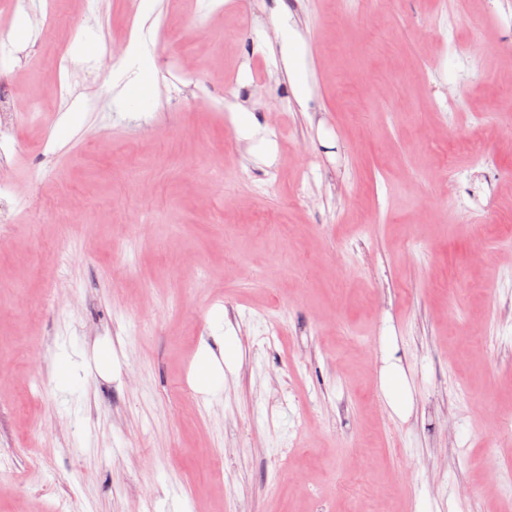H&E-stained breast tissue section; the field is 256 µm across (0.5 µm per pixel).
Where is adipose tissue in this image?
Wrapping results in <instances>:
<instances>
[{"label":"adipose tissue","instance_id":"adipose-tissue-1","mask_svg":"<svg viewBox=\"0 0 512 512\" xmlns=\"http://www.w3.org/2000/svg\"><path fill=\"white\" fill-rule=\"evenodd\" d=\"M279 18L280 53L288 81L298 103H305L310 94L312 72L307 62L306 41L288 11L284 0H275ZM395 337H387L384 365L379 376L380 390L392 412L407 417L413 408L412 385L403 369L395 362ZM238 361L237 340L234 336L217 337L215 342L201 341L192 368V382L197 391L207 395L220 394L224 389V370ZM117 355L111 344L95 346L92 360L75 361L65 356L57 364L56 382L60 391H68L82 377L98 373L111 378Z\"/></svg>","mask_w":512,"mask_h":512}]
</instances>
